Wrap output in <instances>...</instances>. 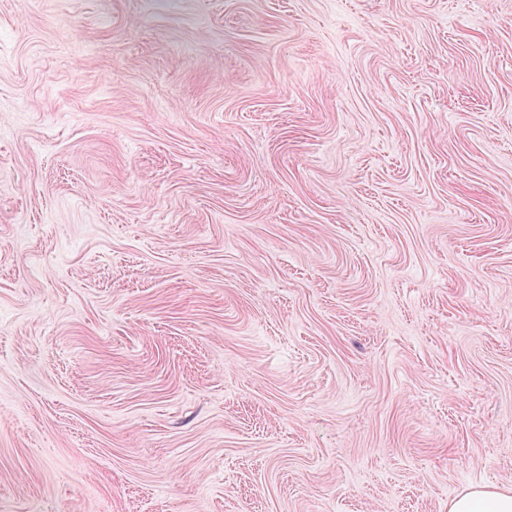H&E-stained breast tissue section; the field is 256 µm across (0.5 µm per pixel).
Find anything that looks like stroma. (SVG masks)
Instances as JSON below:
<instances>
[{"label": "stroma", "mask_w": 512, "mask_h": 512, "mask_svg": "<svg viewBox=\"0 0 512 512\" xmlns=\"http://www.w3.org/2000/svg\"><path fill=\"white\" fill-rule=\"evenodd\" d=\"M512 490V0H0V512Z\"/></svg>", "instance_id": "35a3bbf8"}]
</instances>
